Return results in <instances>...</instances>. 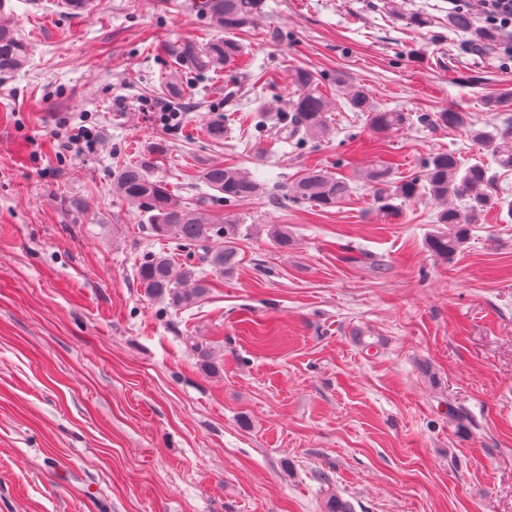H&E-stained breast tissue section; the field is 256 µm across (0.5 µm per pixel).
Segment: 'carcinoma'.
<instances>
[{"mask_svg":"<svg viewBox=\"0 0 512 512\" xmlns=\"http://www.w3.org/2000/svg\"><path fill=\"white\" fill-rule=\"evenodd\" d=\"M196 8L213 26L226 32L252 25L263 12L264 0H197ZM448 27L468 33L471 46L493 52L499 44V28L478 26L472 12L464 8L448 17ZM174 54L189 62L200 74L218 73L231 65L242 66V47L234 40L212 38L205 43L185 42ZM29 44L18 29L0 18V75H12L28 64ZM294 84L300 88L297 98L289 99L288 109L271 116L265 112L253 116L254 127L261 133L269 131L301 148L330 133L328 114L334 102L317 89L318 79L309 70H298ZM347 102L353 112H365L371 127L379 134L395 132L411 123L408 112L377 109L369 93L362 87H347ZM418 120L434 123L451 130H465L472 140L491 154L497 165L512 171V119L488 131L477 126L467 112L446 109L432 115L421 114ZM392 163H384L366 171L365 178L375 188L377 207L396 217L400 214L397 201H406L421 192L428 193L441 204L436 215L438 229L427 237V246L439 258L448 259L466 243L471 225L487 210L498 207L512 221V201L493 195L490 188L494 177L482 164L466 166L453 152H437L425 161L421 178L401 181L391 179ZM202 179L208 187L223 195L224 203H245L261 195L264 183L255 174L222 162L204 169ZM115 190L132 208L149 214L150 231L160 239H170L175 249L185 253L186 261L179 264L162 251L146 256L138 269V277L146 291L166 298L175 308L194 304L212 288L201 278L197 264L210 266L218 275L231 273L239 264L237 241L250 235L251 227L240 224L229 215L206 213L190 203L173 198L165 184L153 178L143 163L126 164L114 174ZM351 193L347 179L334 177L323 169L313 168L291 185L284 186L281 198L309 200L320 207H333ZM464 199L463 206L450 203ZM275 245L283 250L292 245L288 230L275 225L268 230ZM200 368L218 371L208 347L191 341Z\"/></svg>","mask_w":512,"mask_h":512,"instance_id":"obj_1","label":"carcinoma"}]
</instances>
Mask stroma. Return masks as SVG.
I'll return each mask as SVG.
<instances>
[{
	"label": "stroma",
	"instance_id": "stroma-1",
	"mask_svg": "<svg viewBox=\"0 0 512 512\" xmlns=\"http://www.w3.org/2000/svg\"><path fill=\"white\" fill-rule=\"evenodd\" d=\"M58 2L0 5L30 45L0 77V512H326L334 495L353 512H512V222L487 212L443 260L426 244L436 201L393 219L362 177L385 162L418 177L443 150L489 157L462 130L377 137L340 101L360 85L382 110L512 119V102L484 106L512 88V28L492 55L464 50L448 0H397L395 15L386 0H265L233 35L246 66L173 87L169 47L220 35L196 0H92L76 18ZM300 69L338 100L331 133L258 155L245 117L281 107ZM81 126L93 148L70 145ZM137 160L178 200L254 227L189 309L137 277L171 249L112 190ZM220 161L272 186L317 166L352 191L329 208L268 192L227 207L201 178Z\"/></svg>",
	"mask_w": 512,
	"mask_h": 512
}]
</instances>
